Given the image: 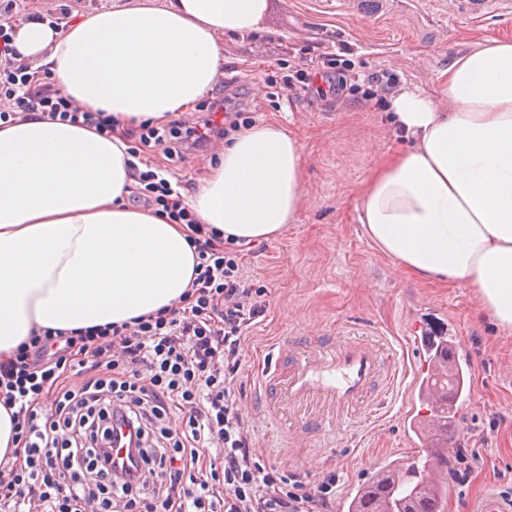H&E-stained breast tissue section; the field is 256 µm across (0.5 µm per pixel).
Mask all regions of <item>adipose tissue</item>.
Masks as SVG:
<instances>
[{"label":"adipose tissue","instance_id":"ef3b65f1","mask_svg":"<svg viewBox=\"0 0 512 512\" xmlns=\"http://www.w3.org/2000/svg\"><path fill=\"white\" fill-rule=\"evenodd\" d=\"M268 0H120L65 33L25 22L15 44L43 60L110 134L29 119L0 128V361L36 326L121 323L177 306L198 262L182 225L131 205L126 129L193 111L216 84L224 39L261 31ZM439 96L399 90L411 140L385 155L357 196L358 220L397 270L470 288L512 332V40L458 57ZM299 139L274 121L225 144L189 203L244 243L273 239L304 202Z\"/></svg>","mask_w":512,"mask_h":512}]
</instances>
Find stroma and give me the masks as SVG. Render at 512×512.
<instances>
[{
  "label": "stroma",
  "instance_id": "35a3bbf8",
  "mask_svg": "<svg viewBox=\"0 0 512 512\" xmlns=\"http://www.w3.org/2000/svg\"><path fill=\"white\" fill-rule=\"evenodd\" d=\"M269 2L260 36L225 38L223 76L244 90L256 122L278 121L300 139L306 201L295 224L245 251L248 278L264 281L270 294L265 316L248 333L242 380L252 386L261 350L277 336H311L331 327L344 336L378 334L398 348L413 322L441 336L455 333L479 370L473 400L463 411L467 437L498 425L482 451L484 471L467 492L454 487L448 493L446 512H471L482 494L497 492L494 470L512 468V335L498 330L470 289L402 275L366 237L355 210L358 191L381 154L408 142L392 122L388 98L368 95L365 77L381 70L397 75L403 86L435 94L457 57L488 39H512V20L451 23L435 14L431 0ZM316 49L340 52L344 60L349 80L340 104L323 97L316 84L276 96L256 93V84L282 76L288 63ZM241 407L264 456L312 481L336 472L340 496L367 479L373 455L391 462L409 449L397 413L372 424L367 405L355 414V430L337 435L335 446L270 448L262 414L252 410L250 399Z\"/></svg>",
  "mask_w": 512,
  "mask_h": 512
}]
</instances>
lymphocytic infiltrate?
Wrapping results in <instances>:
<instances>
[{"instance_id":"obj_1","label":"lymphocytic infiltrate","mask_w":512,"mask_h":512,"mask_svg":"<svg viewBox=\"0 0 512 512\" xmlns=\"http://www.w3.org/2000/svg\"><path fill=\"white\" fill-rule=\"evenodd\" d=\"M84 0L42 14L37 0H0V123L36 117L108 134L111 119L86 112L40 80L14 45L18 23L49 17L60 29ZM333 94L347 84L336 54L296 70ZM202 126L143 122L126 141L132 200L187 228L199 262L179 307L73 330L37 327L0 362V405L10 410L16 458L0 460V512H332L336 476L312 482L253 450L240 412L243 347L268 307V288L246 282L234 239L199 223L166 180L186 153L251 126L241 89L219 81L200 106ZM159 160L143 165L144 148ZM131 432L127 459H112L116 425Z\"/></svg>"}]
</instances>
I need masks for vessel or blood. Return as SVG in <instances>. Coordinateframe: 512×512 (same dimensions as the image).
<instances>
[{"label": "vessel or blood", "mask_w": 512, "mask_h": 512, "mask_svg": "<svg viewBox=\"0 0 512 512\" xmlns=\"http://www.w3.org/2000/svg\"><path fill=\"white\" fill-rule=\"evenodd\" d=\"M505 2L448 0V13L481 22ZM407 345L409 359L423 360V373L368 336H339L329 329L314 336L276 337L256 377L255 403L269 423H287L284 439L295 448L305 441H334L367 401L372 420H382L394 393H401V421L425 457L422 480L436 483L447 450L457 447L466 432L458 405L472 391L476 367L461 358L464 344L452 334L429 336L416 324Z\"/></svg>", "instance_id": "b4317fda"}]
</instances>
